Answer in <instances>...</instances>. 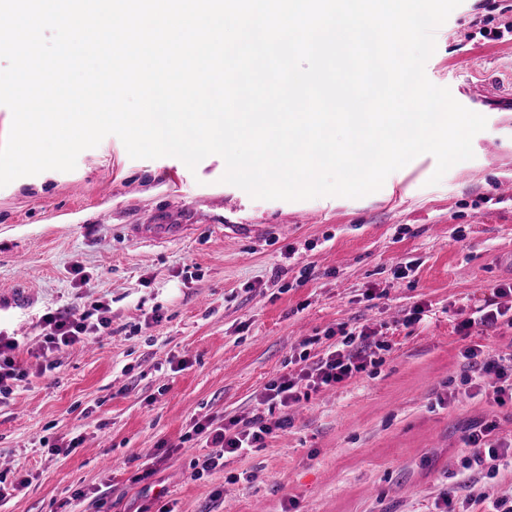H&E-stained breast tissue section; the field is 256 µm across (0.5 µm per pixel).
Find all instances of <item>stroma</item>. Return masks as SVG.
I'll return each mask as SVG.
<instances>
[{
  "label": "stroma",
  "instance_id": "1",
  "mask_svg": "<svg viewBox=\"0 0 512 512\" xmlns=\"http://www.w3.org/2000/svg\"><path fill=\"white\" fill-rule=\"evenodd\" d=\"M425 72L487 119L435 185L422 154L361 198L256 200L222 183L220 156L192 171L110 135L73 171L0 187V331L29 372L0 401V512H439L472 488L475 512L512 503V467L487 476L464 445L487 422L512 439V403L488 376L470 396L464 357L512 351V328L455 330L512 282V0H463ZM138 224L181 230L146 242ZM99 301L111 335L45 368L41 316ZM362 325L373 366L289 410L262 404L301 354ZM256 412L276 428L265 447L195 468V423Z\"/></svg>",
  "mask_w": 512,
  "mask_h": 512
}]
</instances>
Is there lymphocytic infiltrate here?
Wrapping results in <instances>:
<instances>
[{"mask_svg": "<svg viewBox=\"0 0 512 512\" xmlns=\"http://www.w3.org/2000/svg\"><path fill=\"white\" fill-rule=\"evenodd\" d=\"M502 323L512 327V282L495 285L490 299L476 308L471 316L461 320L456 330L467 337L474 328H494ZM111 325V308L103 303L92 305L90 310L78 316L66 310L47 313L42 318V356L48 360L88 337L105 335ZM373 346L370 332L361 327L344 333L340 347L327 350L321 356L301 355L302 366L298 373L280 376L268 383L265 402L288 408L300 402L302 390L316 391L345 382L372 364ZM464 356L471 368L494 376L498 401L512 400L511 352L488 361L483 359L479 347L471 346L466 348ZM193 431L209 449L201 463L205 471L223 465L225 455H241L264 447L274 433L260 414L219 425L211 421L198 423ZM465 445L470 453L469 463L488 466L489 470H498L501 463L512 461V445L496 438L493 425H485L468 434Z\"/></svg>", "mask_w": 512, "mask_h": 512, "instance_id": "obj_1", "label": "lymphocytic infiltrate"}]
</instances>
